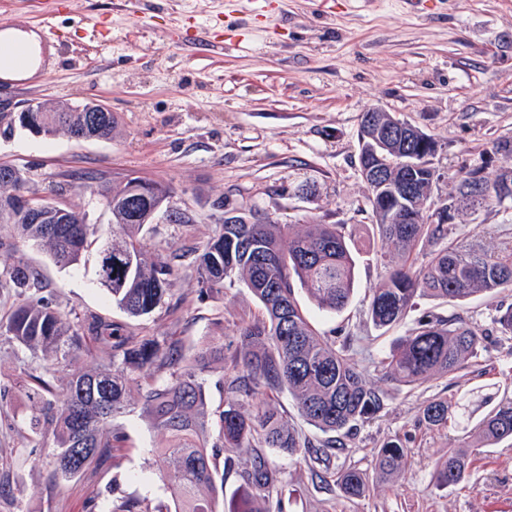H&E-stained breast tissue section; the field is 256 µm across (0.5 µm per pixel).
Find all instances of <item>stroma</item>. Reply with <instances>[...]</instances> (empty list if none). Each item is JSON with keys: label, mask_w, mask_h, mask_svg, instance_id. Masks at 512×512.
Returning a JSON list of instances; mask_svg holds the SVG:
<instances>
[{"label": "stroma", "mask_w": 512, "mask_h": 512, "mask_svg": "<svg viewBox=\"0 0 512 512\" xmlns=\"http://www.w3.org/2000/svg\"><path fill=\"white\" fill-rule=\"evenodd\" d=\"M39 32L48 55L32 79L0 80V162L34 175L41 187L66 186L65 201L88 210L98 239L112 233L109 215L91 207L93 190L138 176L168 184L171 210L145 227L154 256L180 254L167 302L128 317L96 282L95 254L62 269L42 250L21 252L39 268L62 313L100 314L143 336H177L190 353L220 349L216 319L240 321L257 304L244 288L197 299L185 253L201 250L218 228V203L253 208L276 224L348 226L360 249L347 308L327 316L306 295L298 300L314 325L386 395L385 408L344 436V449L322 448L287 394L271 400L289 423L315 441L288 460L267 451L278 473L282 512H512V441L470 449V476L437 487L436 460L464 441L457 420L431 428L420 409L439 396L481 416L512 397V340L497 331L512 291L466 302L421 298L398 325L375 329L367 315L381 271L372 237L368 186L358 166L362 112L371 107L408 120L438 143L435 192L462 167L488 174L512 165L493 145L512 138V0H0V29ZM107 105L111 138L76 141L65 134H6L12 113L27 103ZM457 231L485 248L512 241V209L484 206L456 216ZM465 318L484 336L455 379L410 389L382 379L381 362L422 319ZM27 351L0 342V512H109L122 501L171 507L152 450L156 432L138 406L142 381L129 385L131 406L116 417L126 446L69 482L49 478L47 451L30 449L21 421L31 413L14 380L31 366ZM400 438L405 469L364 497L345 496L332 475L341 468L373 472L377 447Z\"/></svg>", "instance_id": "35a3bbf8"}]
</instances>
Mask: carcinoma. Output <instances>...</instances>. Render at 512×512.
Wrapping results in <instances>:
<instances>
[{
    "label": "carcinoma",
    "mask_w": 512,
    "mask_h": 512,
    "mask_svg": "<svg viewBox=\"0 0 512 512\" xmlns=\"http://www.w3.org/2000/svg\"><path fill=\"white\" fill-rule=\"evenodd\" d=\"M385 112L362 114L360 135L380 134L390 127ZM34 119L45 137L59 133L78 140L91 132L86 112H36ZM381 192L399 194V211L408 223L391 220L389 210L372 198L367 206L377 217L376 234L383 245L384 273L375 288L368 317L378 329L398 325L419 298L462 301L477 293L512 290V243L486 250L465 238L452 236L446 224L431 221L425 192L434 172L418 168L413 186L400 193V160L424 157L431 146L423 138L406 141L383 139ZM479 170L460 169L450 181L453 199L469 205L501 203L496 183L476 177ZM25 180L0 181V224H11L15 241H0L9 256L19 244L44 250L61 268L78 264L92 244L96 230L81 223L79 213L54 209L34 214L16 205ZM170 194L161 182L130 177L119 188L100 195L112 200V235L98 247L97 280L112 300L133 318L150 314L166 303L175 269L168 259L148 254L140 236L161 212ZM202 247L195 260L199 299L214 290L247 288L259 303V313L233 323L235 339L223 348L228 378L224 407L209 409L200 374L204 357L187 354L175 336H139L126 326L98 314L63 315L45 294L39 271L23 257L0 266V298L12 301L0 318V339L27 349L37 367L23 371L22 386L35 412L25 422L34 447L51 440V479L68 481L114 449L125 447L123 433L112 430V420L127 406L131 376L147 379L141 411L160 440L156 466L167 480L174 512H221L219 492L224 473L216 458L224 454V467L246 450L250 468L244 471V494L232 512H280L275 506L278 479L263 449L275 448L290 457L306 453L309 439L267 403L249 413L242 401L286 392L298 415L327 435L323 447L343 445L338 434H348L379 412L385 393L365 379L350 360L346 348L319 332L300 307L296 290L322 312L336 315L350 303L359 251L345 224H273L250 210L229 217ZM433 246L421 263L413 255L423 243ZM501 336L512 340V306L495 318ZM482 337L464 318L420 320L402 337L384 360V380L417 388L435 377H454L477 356ZM97 346L108 350L106 363L93 361L67 377L59 368ZM169 372L164 380L155 375ZM452 406L430 399L421 419L432 427H445ZM457 416L467 437L482 447L512 440V398H503L479 421L470 424L466 406ZM218 426V435L212 427ZM85 448L80 460L72 449ZM409 448L395 438L375 454L374 478L354 467L337 473L334 482L347 496L358 498L383 483L408 463ZM467 454L456 446L440 457L434 479L441 488L455 487L469 476Z\"/></svg>",
    "instance_id": "cac0c4a2"
}]
</instances>
